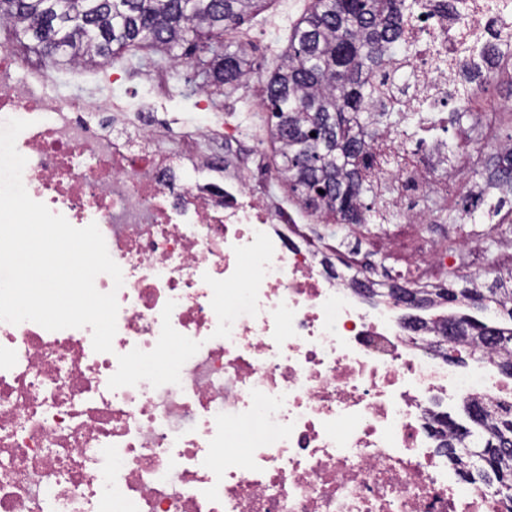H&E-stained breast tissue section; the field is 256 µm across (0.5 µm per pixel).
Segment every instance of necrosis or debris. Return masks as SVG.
Instances as JSON below:
<instances>
[{
    "mask_svg": "<svg viewBox=\"0 0 512 512\" xmlns=\"http://www.w3.org/2000/svg\"><path fill=\"white\" fill-rule=\"evenodd\" d=\"M417 0L369 112L410 166L383 178L393 219L435 223L449 114L512 68V0ZM48 71L0 49V122L29 196L97 224L122 287L113 350L91 327L0 321V512H506L437 449L429 414L512 400L491 355L439 360L383 291L395 280L317 268L306 216L273 164L245 172L239 127L195 125L164 148L156 112L129 136L116 104L46 93Z\"/></svg>",
    "mask_w": 512,
    "mask_h": 512,
    "instance_id": "necrosis-or-debris-1",
    "label": "necrosis or debris"
}]
</instances>
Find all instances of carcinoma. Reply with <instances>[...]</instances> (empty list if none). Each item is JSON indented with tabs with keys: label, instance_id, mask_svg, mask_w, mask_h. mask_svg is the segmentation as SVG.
I'll list each match as a JSON object with an SVG mask.
<instances>
[{
	"label": "carcinoma",
	"instance_id": "obj_1",
	"mask_svg": "<svg viewBox=\"0 0 512 512\" xmlns=\"http://www.w3.org/2000/svg\"><path fill=\"white\" fill-rule=\"evenodd\" d=\"M266 0H0V21L31 42V48H54L65 66L96 64L137 47L167 55L174 63L190 56L211 63L209 86L231 93L248 72L240 49L214 40L260 9ZM407 0H311L294 24L288 48L270 73L264 94L272 119L283 174L293 196L306 208L332 216L338 224H365L370 208L363 205L367 187L359 157L371 147L380 120L398 124L405 117L382 112L372 121L365 100L374 92L372 73L387 65L389 53L403 31ZM315 136H310V133ZM487 185L512 191V150L489 155ZM445 303L465 309L439 322L459 325L460 344H493L496 366L512 377V271L496 273L491 286L480 288L471 275L449 277ZM481 297L479 311L492 322L466 313L471 298ZM479 410L459 435L443 439L439 449L457 467L478 466L471 482L484 483L482 473L502 487L499 495L512 503V447L496 446L512 438V404L475 401Z\"/></svg>",
	"mask_w": 512,
	"mask_h": 512
}]
</instances>
